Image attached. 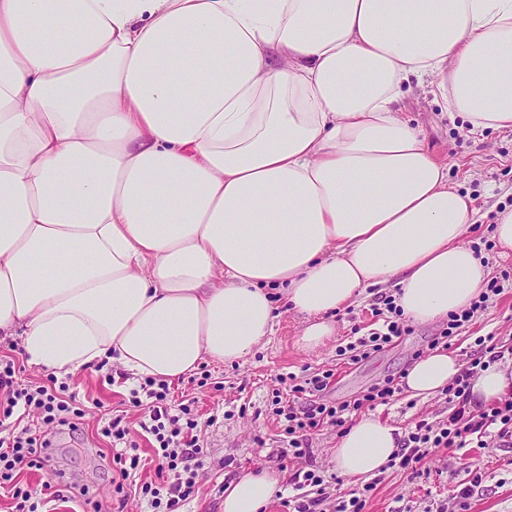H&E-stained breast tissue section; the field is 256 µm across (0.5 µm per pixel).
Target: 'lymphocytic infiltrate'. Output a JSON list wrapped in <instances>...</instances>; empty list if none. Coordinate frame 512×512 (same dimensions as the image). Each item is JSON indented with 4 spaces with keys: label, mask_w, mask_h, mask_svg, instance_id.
I'll return each mask as SVG.
<instances>
[{
    "label": "lymphocytic infiltrate",
    "mask_w": 512,
    "mask_h": 512,
    "mask_svg": "<svg viewBox=\"0 0 512 512\" xmlns=\"http://www.w3.org/2000/svg\"><path fill=\"white\" fill-rule=\"evenodd\" d=\"M376 316L382 317L380 328L371 330L368 336L348 343L347 351L352 362H360L390 345L395 339L408 333L394 297H386L381 307L375 308ZM479 357L452 379L445 390L453 410L447 420L438 424L419 421L414 431L404 440L398 454L401 468L417 470L421 462L436 448L461 449L467 446L469 437L489 438L505 446H512V395L501 399L486 409L474 410L469 405L471 380L477 367L502 360L504 352L493 337L478 338ZM13 360L0 359V419L11 418L15 411L38 412L42 429H23L18 435L0 437V485L14 483L15 512H39L42 499L37 491L15 484L18 470L23 468L43 469L49 462V440L46 427L77 429L86 412L70 393L67 383L48 377L43 384L19 385ZM331 372H323L310 378L308 384L293 385L295 400L314 392L327 389L331 383ZM398 384L388 379L384 385L374 386L352 402L324 404L311 400L302 408L288 406L283 411L287 422L285 431L294 457L305 456L303 434L306 431L330 424L344 427L347 417L364 405L387 402L393 397ZM168 395L166 385L156 384L154 379H145L138 393L132 394L133 406L143 407L151 421L150 433L157 446L155 454L161 469L171 472L170 485L144 482L136 490L145 501L149 512H181L185 502L195 491L197 471L202 467V448L196 434L198 422L189 405H181L178 414H169L165 404Z\"/></svg>",
    "instance_id": "lymphocytic-infiltrate-1"
}]
</instances>
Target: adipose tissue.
Listing matches in <instances>:
<instances>
[{
	"label": "adipose tissue",
	"mask_w": 512,
	"mask_h": 512,
	"mask_svg": "<svg viewBox=\"0 0 512 512\" xmlns=\"http://www.w3.org/2000/svg\"><path fill=\"white\" fill-rule=\"evenodd\" d=\"M425 78L471 132L512 130V0H0V336L60 374L170 382L252 354L274 288L306 351L392 279L412 322L469 308L478 211L399 106ZM460 369L437 348L402 385ZM511 392L493 363L470 404ZM400 437L361 417L337 473L378 474ZM276 486L241 475L224 512Z\"/></svg>",
	"instance_id": "1"
}]
</instances>
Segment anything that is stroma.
Here are the masks:
<instances>
[{"label":"stroma","instance_id":"1","mask_svg":"<svg viewBox=\"0 0 512 512\" xmlns=\"http://www.w3.org/2000/svg\"><path fill=\"white\" fill-rule=\"evenodd\" d=\"M403 114L426 133L430 151L448 165V180L470 194L480 210L478 223L470 225L465 240L483 249L493 276L512 273V252L501 254L494 246L492 222L497 210L512 206V131H486L472 135L466 123L451 119L447 105L429 84L413 88L402 102ZM393 284L367 288L353 303L336 312V334L326 346L313 352L299 349L296 339L304 322L302 315L277 298L274 329L268 340L245 360L221 364L203 359L197 370L169 386L172 405L192 402L198 415L199 443L204 466L198 472L194 496L184 512H224V488L237 476L266 470L278 480L280 497L272 498L265 512H284L281 497L294 495L296 472L315 470L329 477L324 512H336L341 499L362 489L364 480L337 476L332 450L339 430L325 426L306 435L308 453L297 458L276 414L275 401L287 398L291 377H304L333 370L332 384L317 393L316 401L343 402L361 397L371 385L399 378L413 363L419 350L445 328V321L410 323L405 336L358 363L340 350L367 334L373 318L371 308L379 299L393 295ZM494 336L504 350L512 349V288L490 297L484 310L460 330L451 347L461 362H469L480 336ZM71 391L86 407L78 430H64L52 439L51 462L42 470L23 469L21 485L34 488L52 484L55 493L44 502L43 512H83L86 498H105L112 491V464L104 457L106 441L98 437L97 421L102 412L122 417L130 438L139 448L145 466L141 479L158 478V460L153 438L140 428L143 414L129 402L134 382L129 372L113 364L107 370L89 365L66 375ZM451 407L444 394L426 400L398 392L385 405H375L374 416L399 427L403 433L416 423L435 424L447 420ZM479 463L482 482L465 502L453 500L455 491L468 486L471 463ZM363 512H512V447L488 443L483 448L434 450L411 475L399 467L385 468L376 475Z\"/></svg>","mask_w":512,"mask_h":512}]
</instances>
